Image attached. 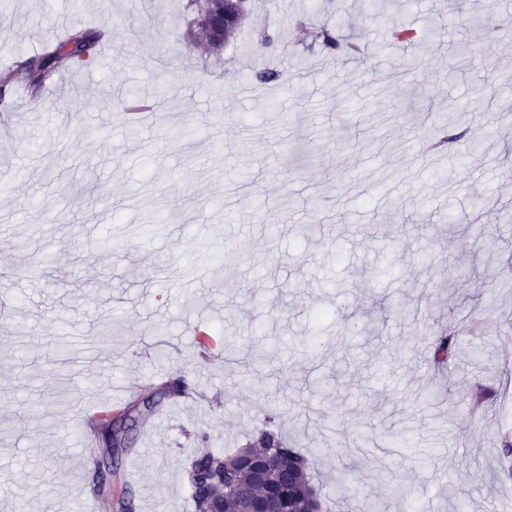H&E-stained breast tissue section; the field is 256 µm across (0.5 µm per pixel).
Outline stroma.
Returning <instances> with one entry per match:
<instances>
[{"mask_svg": "<svg viewBox=\"0 0 512 512\" xmlns=\"http://www.w3.org/2000/svg\"><path fill=\"white\" fill-rule=\"evenodd\" d=\"M184 0H13L0 20V71L72 29L105 36L87 68L62 63L42 97L0 90L14 132L0 139V512H71L92 499L85 423L184 376L188 398L163 401L123 455L117 488L134 512H192L185 470L200 447L232 450L269 411L314 454L327 512H360L386 476L391 512H512V0H392L378 23L364 0H275L218 53L198 46ZM326 21L343 48H304L290 20ZM446 42L411 56L392 25ZM279 41L255 65L285 63L270 101L239 41ZM456 75H449V68ZM438 109L480 112L445 151L420 156L433 122L405 110L399 87ZM160 109L119 123L117 92ZM224 110V128L202 119ZM404 256L391 277L387 260ZM484 323L471 331L472 309ZM122 331L111 345L100 316ZM455 348L432 372V342ZM214 343L196 370V336ZM267 357L242 366L252 347ZM328 377L318 397L310 379ZM483 408L464 399L475 386ZM406 438L403 448L357 434ZM26 471V486L17 473Z\"/></svg>", "mask_w": 512, "mask_h": 512, "instance_id": "obj_1", "label": "stroma"}]
</instances>
